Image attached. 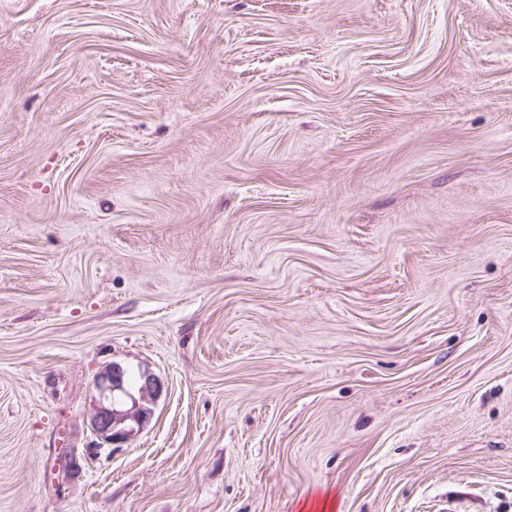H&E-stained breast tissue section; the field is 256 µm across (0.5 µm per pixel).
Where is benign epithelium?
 <instances>
[{"label":"benign epithelium","instance_id":"benign-epithelium-1","mask_svg":"<svg viewBox=\"0 0 512 512\" xmlns=\"http://www.w3.org/2000/svg\"><path fill=\"white\" fill-rule=\"evenodd\" d=\"M97 404L91 427L99 439L95 449L120 448L135 437L152 415L149 404L162 391L158 379L146 372L138 376L136 390H131L127 370L114 364L95 380Z\"/></svg>","mask_w":512,"mask_h":512}]
</instances>
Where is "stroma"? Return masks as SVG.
<instances>
[{
    "label": "stroma",
    "mask_w": 512,
    "mask_h": 512,
    "mask_svg": "<svg viewBox=\"0 0 512 512\" xmlns=\"http://www.w3.org/2000/svg\"><path fill=\"white\" fill-rule=\"evenodd\" d=\"M450 506L512 512V0H0V512ZM127 373L123 367L114 364L95 380L98 400L91 427L100 441L94 450L121 448L144 428L152 415L149 404L160 395V382L150 373H140L136 397L128 385Z\"/></svg>",
    "instance_id": "obj_1"
}]
</instances>
